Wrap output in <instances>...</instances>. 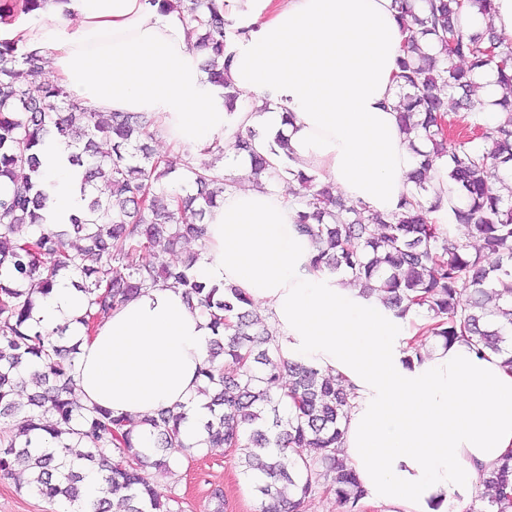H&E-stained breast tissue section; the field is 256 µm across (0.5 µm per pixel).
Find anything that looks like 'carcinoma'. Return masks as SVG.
<instances>
[{"label":"carcinoma","instance_id":"1","mask_svg":"<svg viewBox=\"0 0 512 512\" xmlns=\"http://www.w3.org/2000/svg\"><path fill=\"white\" fill-rule=\"evenodd\" d=\"M168 4L199 32L206 81L222 90L232 112L239 93L224 79L236 27L230 4L217 0ZM41 0H0V15L31 14ZM493 0H393L397 21L409 32L395 79L400 123L418 166L400 211L389 216L333 196L315 174L296 170L288 138L264 140L250 129L237 147L251 161L250 176L269 172L295 181L296 229L308 237L311 267L349 273L370 294L404 317L425 322L406 340L405 362L422 361L418 338L473 345L502 359L512 371V40L491 24L470 28L464 15L487 18ZM38 49L0 41V475L62 512H110L107 495H121L124 512H181L179 500L161 495L150 470L170 469L165 451L232 448L259 500V512H306L311 495L334 497L340 512H362L365 493L355 471L338 456L350 409L342 381L316 367L284 361L265 318L234 285L208 286L195 266L205 250V214L237 179L211 163L188 161L182 174L153 153L144 138L154 117L145 112L103 114L57 82L39 78ZM496 75L501 94L476 95L482 74ZM454 114H448V103ZM112 138V152L96 146ZM62 138L72 165L83 169V210L68 224H44L48 194L39 148ZM443 163L448 177V223L430 194L429 172ZM102 180L110 199L95 195ZM87 246L73 249L71 235ZM181 239L200 251L180 261L166 257ZM498 255L484 264L483 252ZM72 281L84 301L76 319L93 335L112 310L159 282L183 288L186 301L210 319L214 332L201 370L206 398L197 437H182L184 413L159 411L137 423L75 395L78 343L69 324L47 332L31 322L42 298L59 280ZM291 379L288 392L281 375ZM37 390L19 402L27 383ZM320 450L304 456V449ZM90 473L106 485L91 498ZM485 493L477 510L512 512V450L482 473Z\"/></svg>","mask_w":512,"mask_h":512}]
</instances>
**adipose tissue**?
Returning <instances> with one entry per match:
<instances>
[{"label":"adipose tissue","instance_id":"obj_1","mask_svg":"<svg viewBox=\"0 0 512 512\" xmlns=\"http://www.w3.org/2000/svg\"><path fill=\"white\" fill-rule=\"evenodd\" d=\"M242 35L225 71L227 112L205 80L178 11L147 0H44L0 22V39L47 51L49 78L100 112H148L174 159L247 129L284 131L295 168L326 174L337 194L397 212L414 166L393 79L406 38L392 0H232ZM49 224L81 210V171L60 143L43 150ZM289 186L229 187L206 217L198 276L260 306L284 358L338 375L354 397L339 455L386 512H465L479 475L512 448V374L457 341L406 365L404 322L346 277L312 270ZM212 331L180 288L158 283L82 339V401L141 420L200 414L198 370Z\"/></svg>","mask_w":512,"mask_h":512}]
</instances>
